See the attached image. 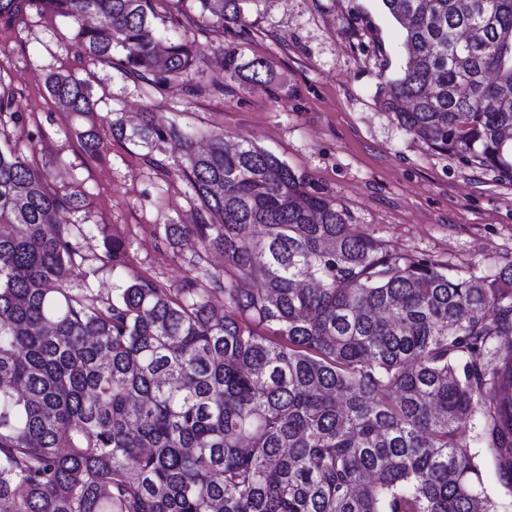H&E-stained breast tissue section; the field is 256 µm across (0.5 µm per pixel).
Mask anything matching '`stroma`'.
I'll use <instances>...</instances> for the list:
<instances>
[{"instance_id": "stroma-1", "label": "stroma", "mask_w": 512, "mask_h": 512, "mask_svg": "<svg viewBox=\"0 0 512 512\" xmlns=\"http://www.w3.org/2000/svg\"><path fill=\"white\" fill-rule=\"evenodd\" d=\"M202 53L184 80L149 90L117 68L90 61L71 22L29 14L0 26V73L14 92L22 125L0 123V143L30 149L59 193L86 194L73 216L92 226L87 260L70 285L110 294L114 280L98 257L104 241L126 248L130 270L178 287L190 277L198 242L163 247L156 226L197 221L176 175L180 150H148L112 134L120 120L135 125L151 112L195 132L197 144L221 133L247 139L286 161L342 210L359 233L417 257L447 262L450 273L483 277L512 260V181L406 134L381 109L378 88L405 63L399 29L380 0H250L242 35L214 27L197 34ZM266 62L267 90H246L215 66L224 49ZM88 80L98 101L102 144L88 158L46 90L53 73ZM223 92L210 91L212 81ZM203 94L185 93L188 84Z\"/></svg>"}]
</instances>
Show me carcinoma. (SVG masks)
<instances>
[{
    "label": "carcinoma",
    "instance_id": "1",
    "mask_svg": "<svg viewBox=\"0 0 512 512\" xmlns=\"http://www.w3.org/2000/svg\"><path fill=\"white\" fill-rule=\"evenodd\" d=\"M250 0H198L244 26ZM406 65L380 84L409 135L512 180V0H380ZM158 0H0V25L50 12L87 58L158 90L196 65L194 19ZM224 79L265 87L224 53ZM90 158L88 82L46 83ZM0 74V118L15 123ZM112 135L180 142L203 253L178 288L135 274L71 288L75 195L0 146V507L4 512H512V261L466 278L347 224L248 140L206 149L151 112ZM219 253L214 266L203 257ZM128 268L122 245L98 257ZM485 451L473 453L465 433ZM493 471L509 502L486 493Z\"/></svg>",
    "mask_w": 512,
    "mask_h": 512
}]
</instances>
